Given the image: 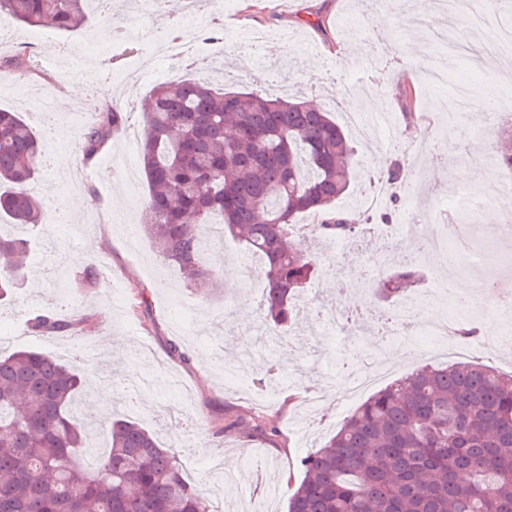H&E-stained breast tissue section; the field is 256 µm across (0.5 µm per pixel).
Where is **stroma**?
<instances>
[{
    "label": "stroma",
    "mask_w": 512,
    "mask_h": 512,
    "mask_svg": "<svg viewBox=\"0 0 512 512\" xmlns=\"http://www.w3.org/2000/svg\"><path fill=\"white\" fill-rule=\"evenodd\" d=\"M412 13L411 5L401 0L375 16L362 0H219L216 10L196 18L176 12L171 18L195 42H203L207 21L221 23L225 40L238 46L235 57L223 58L222 43L214 42L206 44L195 69L174 57L160 60L157 68L165 82L192 77L212 80L228 91L277 96L291 89L305 96L317 92L323 101L335 102L333 115L341 123L353 106L371 117L376 101H384L376 153H369L359 137L351 139L358 158L356 179L340 205L349 216L367 218L361 202L369 191L371 164L400 155L415 181L397 188L400 202L393 221L424 223L431 221L440 201L454 199L462 189L480 191L488 183L512 179L491 164L474 168L468 180L456 177L464 168L461 155L479 150L488 131L485 104L512 96V79L505 77L489 46H476L464 15L446 18L432 11L416 30L408 23ZM111 27L96 13L79 40L49 26L27 29L12 22L0 28V45L25 49L39 71L22 82V96L15 91L16 78L0 77V108L21 113L48 144L46 166L32 186L43 205L45 228L30 252L28 287L0 308V351L33 348L60 357L83 374L87 383L77 393L75 407L93 421L89 438L94 445L108 447V434L98 422L120 413L173 448L187 477L204 483L208 501L222 512H244L265 480L279 489L266 501V512H285L286 489L297 487L303 477L301 458L318 450L359 404L338 395L335 387L344 382L363 348L361 329L355 324L341 331L331 328L319 311L334 305L351 310V295L336 293L340 276L364 284L366 309L380 305L367 286L370 270L361 257L376 244L360 236L323 250L309 243L308 251H322L330 263L321 266L317 283L300 302L299 320L281 336L263 331L264 282L242 283L241 270L256 268L258 262L240 241L226 242L222 254L231 274L217 289L203 293L188 287L140 229L148 186L138 143L119 134L88 164L78 150L95 104L113 98L114 75L127 81L121 107L127 127L137 131L143 124L140 104L160 81L145 79L140 69L147 39L101 40L100 32ZM72 80L85 86L84 96L76 100L64 96V85ZM463 81L474 89L472 108L440 116L429 112L431 100L454 97ZM42 94L52 99L54 123L28 107L27 97ZM409 112L427 129V137L408 129ZM79 194L88 197L80 209L73 205ZM75 255L81 265L93 263L105 270L98 287L82 289L61 278ZM448 256L460 270L459 280L487 281V288L472 291L473 300L486 302L498 287L512 290V271L501 263L473 272L465 249L450 248ZM244 305L252 310L250 318L239 316ZM37 310L90 315L96 329L90 336H32L26 332L27 320ZM244 350L258 356V379L264 378L269 362L280 363L276 385L210 375L212 352L231 363ZM385 352L391 367L371 385L374 393L440 360L407 341L391 342ZM105 388L111 399L104 405L99 396ZM310 389L325 395L308 414L300 401Z\"/></svg>",
    "instance_id": "1"
}]
</instances>
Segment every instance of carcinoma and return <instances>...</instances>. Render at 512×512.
I'll list each match as a JSON object with an SVG mask.
<instances>
[{
	"mask_svg": "<svg viewBox=\"0 0 512 512\" xmlns=\"http://www.w3.org/2000/svg\"><path fill=\"white\" fill-rule=\"evenodd\" d=\"M91 0H0V16L25 27L50 25L79 36ZM30 59L0 55V72L21 78ZM140 159L150 194L143 227L190 285L213 287L224 264L205 260L224 234L259 256L262 307L274 326L296 317L295 300L315 273L292 238L358 233L337 201L349 192L355 149L325 108L299 99L231 92L207 80L157 85L146 99ZM116 103L101 105L78 150L97 157L123 131ZM46 143L18 113L0 110V218L36 227L42 207L27 191L42 172ZM494 153L512 169V125ZM394 158L377 179L406 180ZM319 218L300 224L302 214ZM399 270L372 276L389 300L423 276L424 257L394 251ZM29 240L0 224V302L25 282ZM96 265L76 272L95 288ZM93 322L52 311L28 324L35 336L68 334ZM79 373L34 349L0 354V512H209L203 490L185 477L178 455L129 418L108 421L110 449L90 463L85 428L70 406ZM304 476L287 512H512V374L480 362L427 365L369 397L323 447L301 460Z\"/></svg>",
	"mask_w": 512,
	"mask_h": 512,
	"instance_id": "cac0c4a2",
	"label": "carcinoma"
}]
</instances>
